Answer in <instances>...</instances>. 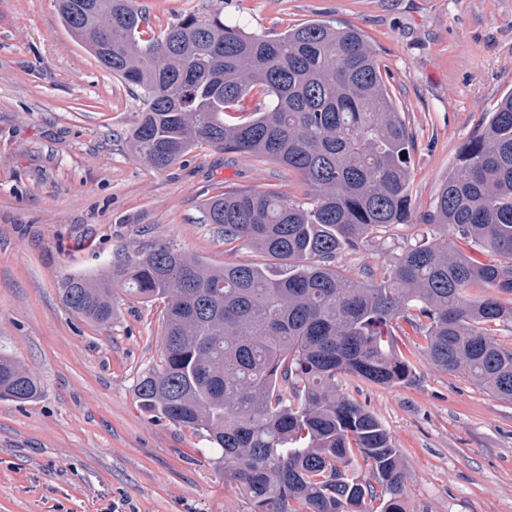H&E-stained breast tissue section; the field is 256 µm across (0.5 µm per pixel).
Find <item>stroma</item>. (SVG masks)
Instances as JSON below:
<instances>
[{"instance_id": "35a3bbf8", "label": "stroma", "mask_w": 512, "mask_h": 512, "mask_svg": "<svg viewBox=\"0 0 512 512\" xmlns=\"http://www.w3.org/2000/svg\"><path fill=\"white\" fill-rule=\"evenodd\" d=\"M153 31L221 9L263 36L312 21L362 30L415 146L422 215L486 112L512 92V0H140ZM142 104L64 26L56 0H0V352L35 371L40 396L0 401V512H250L204 437L140 408L161 353L162 303L124 293L97 326L68 312L71 274L167 244L213 265L255 261L225 245L202 206L227 189L297 203L300 175L248 153L198 147L158 171L125 138ZM435 228L379 229L339 265L380 279ZM400 448L409 512H512V402L427 360L410 383L344 380Z\"/></svg>"}]
</instances>
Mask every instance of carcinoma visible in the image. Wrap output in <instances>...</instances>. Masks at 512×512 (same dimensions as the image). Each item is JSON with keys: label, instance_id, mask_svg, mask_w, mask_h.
I'll list each match as a JSON object with an SVG mask.
<instances>
[{"label": "carcinoma", "instance_id": "obj_1", "mask_svg": "<svg viewBox=\"0 0 512 512\" xmlns=\"http://www.w3.org/2000/svg\"><path fill=\"white\" fill-rule=\"evenodd\" d=\"M64 25L142 101L131 151L164 170L209 146L276 161L309 185L312 202L226 190L204 223L287 262L212 267L169 245L125 256L105 272L70 276L61 300L88 322H112L119 289L164 304L160 363L136 386L145 411L205 434L224 481L251 512H407L401 449L343 380L407 383L423 357L512 400V348L491 325L512 322V93L459 152L420 223L451 229L496 256L478 263L422 238L378 280L336 264L377 227L412 222L414 140L364 34L322 22L256 36L221 12L189 13L159 34L139 0H58ZM235 123L226 112L245 111ZM479 287L480 296L471 294ZM421 333L397 345L393 321ZM36 373L0 354V400L27 402ZM374 482L350 471L355 456Z\"/></svg>", "mask_w": 512, "mask_h": 512}]
</instances>
